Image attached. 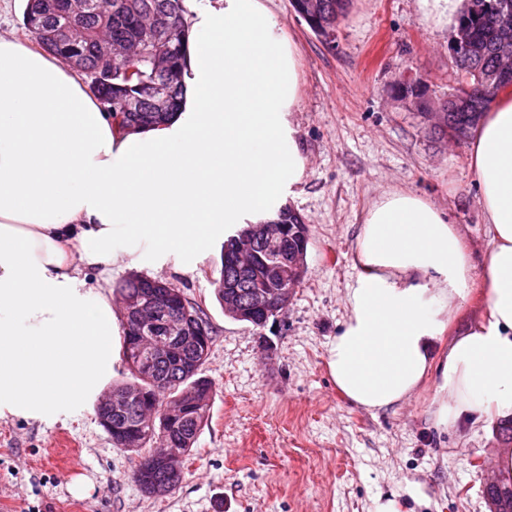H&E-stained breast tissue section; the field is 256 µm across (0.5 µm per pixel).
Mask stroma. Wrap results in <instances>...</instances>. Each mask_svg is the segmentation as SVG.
<instances>
[{"instance_id":"35a3bbf8","label":"stroma","mask_w":512,"mask_h":512,"mask_svg":"<svg viewBox=\"0 0 512 512\" xmlns=\"http://www.w3.org/2000/svg\"><path fill=\"white\" fill-rule=\"evenodd\" d=\"M264 3L300 54L294 120L308 166L287 204L308 225L305 277L285 314L259 332L225 316L216 299L220 239L188 261L126 256L109 275L88 271L108 294L140 275L173 284L203 310L214 336L202 367L214 385L208 423L182 458L181 484L158 497L133 478L140 454L114 447L99 425L97 397L72 401L52 422L0 418V512H376L389 499L400 512H490L484 489L494 457L512 450L505 419L435 428L431 380L403 405L372 413L337 391L327 365L357 279L355 234L388 189L436 203L469 246L473 284L449 314L447 335L483 313L488 236L469 144L390 96L405 74L447 94L454 32L425 22L417 0H352L326 40L292 0ZM263 336L272 357L259 346Z\"/></svg>"}]
</instances>
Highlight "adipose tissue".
<instances>
[{
	"mask_svg": "<svg viewBox=\"0 0 512 512\" xmlns=\"http://www.w3.org/2000/svg\"><path fill=\"white\" fill-rule=\"evenodd\" d=\"M185 2L182 102L135 132L58 58L0 36L1 418L54 421L99 392L116 325L86 272L111 271L116 240L190 257L224 226L268 219L305 177L291 36L263 0ZM470 163L490 234L484 314L452 338L448 312L467 298L473 264L447 213L389 190L363 215L358 277L328 349L337 390L360 408L398 406L433 373L436 425L512 415V98L483 114Z\"/></svg>",
	"mask_w": 512,
	"mask_h": 512,
	"instance_id": "1",
	"label": "adipose tissue"
}]
</instances>
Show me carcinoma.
<instances>
[{
	"label": "carcinoma",
	"instance_id": "carcinoma-1",
	"mask_svg": "<svg viewBox=\"0 0 512 512\" xmlns=\"http://www.w3.org/2000/svg\"><path fill=\"white\" fill-rule=\"evenodd\" d=\"M325 4V17L338 21L346 11L350 0H322ZM501 0H487L489 8L483 15L472 19L479 40V50L472 59H463L454 64L459 86L468 97L469 109L474 111L472 125H477L482 112L492 102L494 96L477 75L493 70L497 63V42L495 30L505 20L512 24V10L503 15L496 5ZM87 7L76 10L70 0H27L23 18L28 35L39 47L47 44L50 36H59L68 29L77 31L76 39L60 41L54 55L64 60L78 57L85 63L81 73L87 85H92L98 74L94 73L99 59L97 45L107 35L112 41L131 43L141 39L158 38V54L168 64L175 81L168 87V105L163 109L152 107L153 93L160 83V75L153 61L140 59L130 61L122 56L112 60V78L99 81L98 88L91 90L105 112L112 113L117 120L118 101L135 97L141 107L139 112L123 113L122 123L136 122L143 127L167 121L179 108L183 93V70L186 56V37L183 0H85ZM129 68L135 72L128 76ZM235 284L236 292L243 301H248L254 291L272 287L265 266L257 269L245 268L233 260L220 257L219 278L216 279L215 294L219 304H224V285ZM152 280L133 276L120 287L122 293L142 295L150 290ZM142 357L136 337L124 329L123 360L127 366L129 380L112 385L111 391H146L147 397L131 403L117 411H112V428H129L138 424L140 413L151 406L148 395L153 387L160 388V395L174 398L184 392H191L190 405L185 417L157 427L149 436L139 438L138 444L130 448L132 452L146 451L142 457L134 479L140 489L151 494V487L165 485L174 490L182 481V476H172L156 460V453L163 441H172L182 453L191 452L197 438L207 423L210 402L214 393L212 381L196 373L187 375L179 365L158 355L153 358V366L146 377L139 376V363ZM491 512H512V485L500 484L486 492Z\"/></svg>",
	"mask_w": 512,
	"mask_h": 512
}]
</instances>
